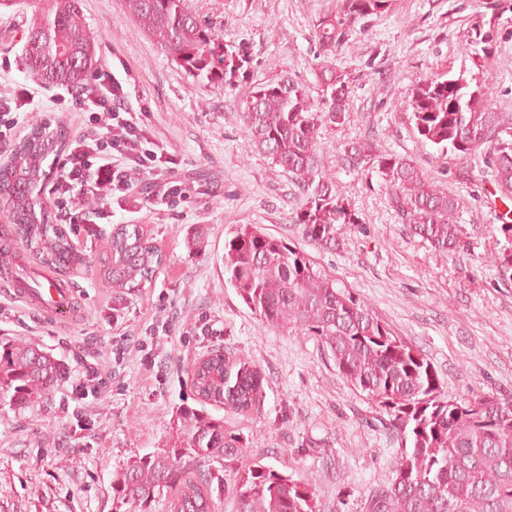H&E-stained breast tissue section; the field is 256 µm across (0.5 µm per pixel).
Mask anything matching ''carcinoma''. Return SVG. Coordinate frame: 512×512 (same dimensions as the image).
<instances>
[{"label":"carcinoma","instance_id":"cac0c4a2","mask_svg":"<svg viewBox=\"0 0 512 512\" xmlns=\"http://www.w3.org/2000/svg\"><path fill=\"white\" fill-rule=\"evenodd\" d=\"M82 0H54L26 35L25 67L47 86L85 89L97 69L94 38L83 22ZM139 26L188 75L213 86L230 85L250 65L248 54L224 41L213 23L186 7V0H120ZM393 0H339L315 31L319 54L343 45L368 19L390 10ZM464 52L491 60L502 16L512 0H483ZM321 107L286 75L254 87L244 101V131L272 163L292 174L303 192L294 222L315 245L339 246L338 225L356 224L336 181L316 155L319 130L349 117V81L322 66ZM408 110L419 136L465 163L481 156L494 171L495 186L512 202V112H495L486 80L462 69L427 76L408 92ZM68 141L66 129L35 127L0 166V198L16 233L43 265L83 263L66 232L41 205L42 182ZM354 169L376 168L387 178L392 207L410 233L435 249L455 253L463 230L456 224L459 199L438 190L410 160L381 153L369 142L344 145ZM112 261L103 270L112 287L151 282L162 253L136 224L112 229ZM224 273L243 303L266 326L317 338L336 370L389 417L401 436L392 482L368 498L366 512H512V402L494 396L443 397L430 362L367 310L360 299L336 287V279L303 253L254 224L232 228L224 242ZM196 400L247 413L259 407L262 375L247 362L214 351L191 371ZM57 361L27 343L0 345V398L19 408L42 398L60 380ZM239 436L224 419L185 405L179 409L171 446L136 457L112 480L116 512L128 506L146 512L155 498L176 493L174 512H212L214 492L235 500V512H316V492L260 458L248 459ZM224 461L231 483L202 469Z\"/></svg>","mask_w":512,"mask_h":512}]
</instances>
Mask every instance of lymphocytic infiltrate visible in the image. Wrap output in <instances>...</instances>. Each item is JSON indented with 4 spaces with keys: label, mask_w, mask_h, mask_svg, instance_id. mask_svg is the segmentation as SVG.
<instances>
[{
    "label": "lymphocytic infiltrate",
    "mask_w": 512,
    "mask_h": 512,
    "mask_svg": "<svg viewBox=\"0 0 512 512\" xmlns=\"http://www.w3.org/2000/svg\"><path fill=\"white\" fill-rule=\"evenodd\" d=\"M121 82L111 73L100 75L90 91L74 98L75 111L88 115L89 124L71 141L48 197L69 223H83L79 201L92 198L110 205L130 193L132 174L158 169L163 159L149 141L137 113L121 111Z\"/></svg>",
    "instance_id": "1"
}]
</instances>
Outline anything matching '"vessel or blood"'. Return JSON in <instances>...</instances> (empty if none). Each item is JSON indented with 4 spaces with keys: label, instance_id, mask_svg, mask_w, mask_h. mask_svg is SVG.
I'll list each match as a JSON object with an SVG mask.
<instances>
[{
    "label": "vessel or blood",
    "instance_id": "1",
    "mask_svg": "<svg viewBox=\"0 0 512 512\" xmlns=\"http://www.w3.org/2000/svg\"><path fill=\"white\" fill-rule=\"evenodd\" d=\"M1 274H4L7 289L14 298L50 313L59 320L71 318L77 300L75 288L61 284L46 273L24 277L8 268Z\"/></svg>",
    "mask_w": 512,
    "mask_h": 512
}]
</instances>
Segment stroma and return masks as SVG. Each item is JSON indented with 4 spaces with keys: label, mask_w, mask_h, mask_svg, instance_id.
Listing matches in <instances>:
<instances>
[{
    "label": "stroma",
    "mask_w": 512,
    "mask_h": 512,
    "mask_svg": "<svg viewBox=\"0 0 512 512\" xmlns=\"http://www.w3.org/2000/svg\"><path fill=\"white\" fill-rule=\"evenodd\" d=\"M52 3L0 7V113L18 118L26 133L48 123L73 135L87 115L58 108V89L43 87L22 62L35 11ZM188 4L223 24L226 40L250 54L232 85L196 83L119 0H82L99 70L122 80L123 108L140 113L145 136L175 157L171 177L187 196L173 208H151L157 181L137 174L109 223L68 228L87 259L57 274L78 290L72 319L43 318L0 287V342L32 344L64 368L58 386L32 406L19 410L0 400V512H115L114 473L132 457L169 447L178 407L195 402L189 369L215 349L256 366L263 389L258 410L228 414L211 405L208 413L239 434L251 455L312 484L318 512H366L368 497L390 484L401 440L387 414L337 372L315 337L267 327L228 282L224 240L237 224L260 226L335 277L431 363L445 397L512 401V281L499 273L512 255V234L501 229L506 207L494 193L493 171L476 159L461 174L460 160L422 139L405 107L416 80L474 69L463 46L480 0H395L329 56L325 64L349 79L350 116L320 129L317 153L359 218L339 225L333 251L303 237L294 222L301 190L247 137L241 107L254 86L280 74L321 101L314 35L337 0ZM486 77L495 111L512 112L510 20L499 26ZM28 89L37 93L30 105ZM366 140L413 161L429 182L459 198L460 252L435 250L412 235L378 170L342 164L344 144ZM117 224L139 225L162 251L151 284L117 290L103 278ZM192 238L198 244L191 249ZM89 343L100 372L92 385L80 360Z\"/></svg>",
    "instance_id": "stroma-1"
}]
</instances>
